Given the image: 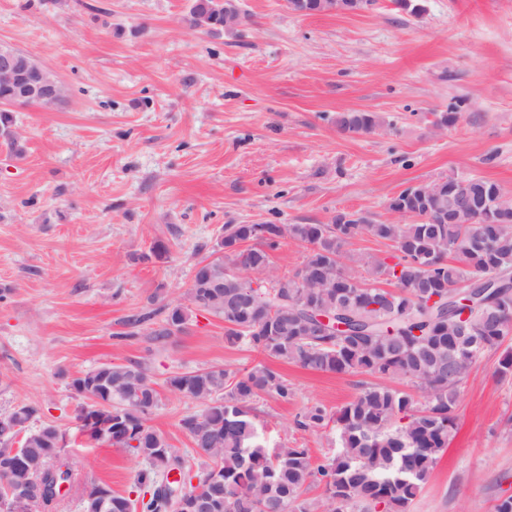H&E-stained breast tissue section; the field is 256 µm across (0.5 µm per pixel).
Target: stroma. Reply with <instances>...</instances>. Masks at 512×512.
I'll list each match as a JSON object with an SVG mask.
<instances>
[{
	"label": "stroma",
	"instance_id": "obj_1",
	"mask_svg": "<svg viewBox=\"0 0 512 512\" xmlns=\"http://www.w3.org/2000/svg\"><path fill=\"white\" fill-rule=\"evenodd\" d=\"M395 0L358 14L300 16L286 0H238L246 20L213 35L189 29L190 0H0V45L51 70L56 106H13L0 125V415L35 407L55 424L73 478L53 512H79L82 486L127 494L137 460L90 445L75 420L73 378L136 361L161 386L150 423L171 447L196 402L168 377L260 353L224 344L222 320L193 312L153 339L131 316L177 302L197 264L219 255L228 224L387 218L407 187L448 175L495 182L512 198V0ZM455 111L441 126V113ZM342 112L382 125L345 134ZM162 258H149L155 242ZM483 353L461 391L455 429L409 512H494L512 495V378ZM278 370L292 401L267 395L270 443L321 458L334 435L295 428L313 405L339 409L368 375Z\"/></svg>",
	"mask_w": 512,
	"mask_h": 512
}]
</instances>
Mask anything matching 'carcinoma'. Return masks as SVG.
<instances>
[{"label":"carcinoma","mask_w":512,"mask_h":512,"mask_svg":"<svg viewBox=\"0 0 512 512\" xmlns=\"http://www.w3.org/2000/svg\"><path fill=\"white\" fill-rule=\"evenodd\" d=\"M238 14L236 0H193L185 20L192 29L217 33L227 17ZM336 125L346 133H370L380 120L372 112H344ZM434 193L427 203L405 189L387 208L420 214L429 209L438 217L465 193L473 207L436 222L226 224L222 255L198 264L182 299L129 319L139 324L161 317L156 336L163 339L183 331L192 310L204 311L224 320L225 345L256 350L266 360L242 373L213 366L167 379L171 390L200 406L180 420L193 444L192 457L169 447L149 425L160 393L141 364L104 363L72 379L80 397L81 385L91 381L112 390L100 410L112 411L113 437L139 459L135 487L141 495L133 501L112 493V512H177L183 490L158 463L164 455L198 480L201 498L211 496L219 478L223 512H408L448 447L461 389L476 363L467 346L454 343V285L465 278H493L477 285L481 300L470 309L472 339L481 351L497 350L507 338L486 316V307L512 315V209L497 206L500 187L449 175ZM474 224L485 230L476 240L467 237ZM362 234L392 243L391 259L346 250ZM288 238L306 245L305 260L296 273L274 276L269 251ZM254 281L264 287L251 288ZM214 283L224 298L210 302L207 292ZM320 314L336 316L347 330L328 332L317 320ZM270 360L320 373L406 380L420 399L366 384L336 411L314 405L294 421L303 431L335 430L331 455L318 460L310 449L286 443L271 448L252 404L265 394L286 403L295 392ZM20 448L40 456L38 430L26 432ZM70 478L63 461L37 472L41 508L53 504L54 493ZM315 485L323 487L322 497H304Z\"/></svg>","instance_id":"carcinoma-1"}]
</instances>
